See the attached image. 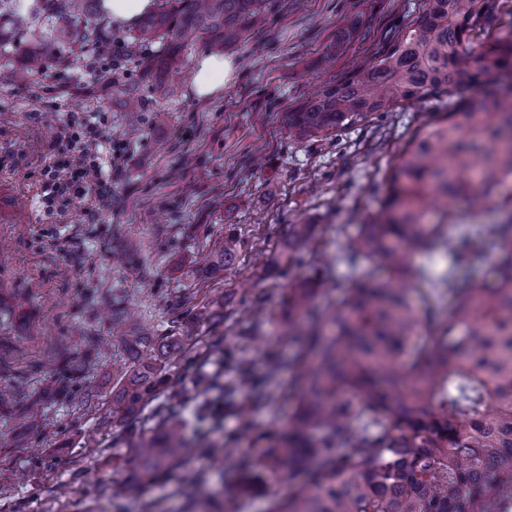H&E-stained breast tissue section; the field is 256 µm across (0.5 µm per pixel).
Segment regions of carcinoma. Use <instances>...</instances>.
Returning a JSON list of instances; mask_svg holds the SVG:
<instances>
[{
	"label": "carcinoma",
	"instance_id": "1",
	"mask_svg": "<svg viewBox=\"0 0 512 512\" xmlns=\"http://www.w3.org/2000/svg\"><path fill=\"white\" fill-rule=\"evenodd\" d=\"M265 7L266 0H156L133 30L114 35L102 0H0V76L29 86L44 76L49 58L67 64L116 41L126 45L124 64L160 89L196 44L224 51L244 38ZM501 8L500 0H425L381 55L287 113L290 136L321 138L405 103L457 98L389 164L381 208L358 225L346 257H324L314 276L288 272L290 314L311 310L329 288L343 289L344 297L321 324L278 330L295 348L288 396L297 405L287 430L266 438L251 459L236 448L224 449L220 459L239 472L241 495L308 477L309 487L272 498L268 512H494L512 497V248L498 257L492 279L459 275L464 263L481 259L486 240L509 236L512 224L473 232L465 224L429 221L458 198L479 207L512 174V25L483 36ZM152 44L159 45L156 54L139 53ZM493 75L502 90L489 99L477 89ZM70 78L120 85L114 72L97 68ZM312 239L313 225H290L281 259L292 261ZM241 251L235 228H224V242L196 261L195 276L229 275ZM419 251L444 255L448 268L437 274L414 266ZM341 259L352 266L342 284L330 280ZM374 262L387 275L368 271ZM197 292L182 296L189 315L173 320L165 336L112 301V346L126 355L112 373V402L122 413L119 436L133 452L125 476L112 482L114 496L139 489L173 460L211 452L187 436L188 420L163 405L150 410L156 433L145 437L143 411L162 393L181 398L200 421L217 419L221 400L234 407L239 389L253 390V402L264 403L246 365L233 380L219 369H196L201 359L225 356L224 338L197 332L229 322L239 336L257 337L263 301L255 299L243 321L226 308L224 296L198 304ZM445 293L451 299L446 310ZM174 353L192 374L188 386L171 377ZM94 361L96 352L88 351L58 373L83 377ZM96 397L95 385L85 380L77 392L60 385L48 394L83 408ZM13 399L12 390L0 386V414L20 420L38 412L34 405L15 411Z\"/></svg>",
	"mask_w": 512,
	"mask_h": 512
}]
</instances>
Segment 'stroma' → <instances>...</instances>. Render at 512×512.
Returning a JSON list of instances; mask_svg holds the SVG:
<instances>
[{"label": "stroma", "mask_w": 512, "mask_h": 512, "mask_svg": "<svg viewBox=\"0 0 512 512\" xmlns=\"http://www.w3.org/2000/svg\"><path fill=\"white\" fill-rule=\"evenodd\" d=\"M420 5L268 0L244 41L225 48L236 69L223 95L208 101L194 96L189 66L171 75L163 91L123 70V86L136 89L143 103L138 112L123 110L120 88L80 86L53 61L37 84L0 80V381L23 409L55 386L53 369L64 359L89 345L100 354L89 372L98 384L94 407L50 401L24 426L0 419V467L15 474L0 489V512H79L86 505L93 512H187L197 471L207 472L218 512H267L270 496L239 497L233 475L205 459L175 464L167 478L129 498L102 497V487L121 476L129 450L100 423L114 411L112 364L121 353L98 311L112 298L124 299L164 334L183 311L178 295L196 285L192 261L202 245L220 241L225 225H235L245 241L240 272L210 285L238 313L262 298L269 316L256 339L221 327L230 351L217 365L228 379L239 364L248 365L271 401L245 416L229 411L216 423H191L189 430L209 447L256 454L257 433L283 426L295 411L280 396L287 374L270 372L273 359L289 354L287 341L275 334L286 283L264 277L257 247L274 250L290 225L313 224L315 249L343 253L360 220L377 212L389 163L432 111L405 105L313 140L290 137L285 115L381 51ZM342 33L348 36L343 49L326 63L328 47ZM76 110L91 114L103 138L128 144L125 160L112 170L111 196L90 219L81 197L65 217L41 203L43 170L64 145L61 129ZM446 220L511 222L512 176L480 213L460 199ZM54 234L72 237L68 252L52 246ZM131 237L140 240L141 256L132 265L116 264L113 254ZM47 425L55 438L44 436Z\"/></svg>", "instance_id": "obj_1"}]
</instances>
